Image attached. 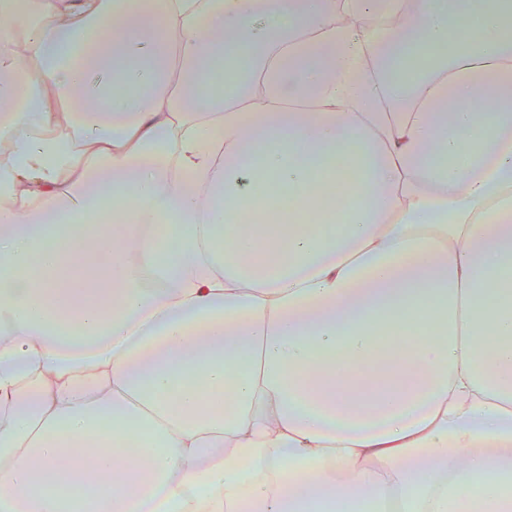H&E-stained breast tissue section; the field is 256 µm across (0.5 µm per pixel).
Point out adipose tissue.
<instances>
[{
	"label": "adipose tissue",
	"mask_w": 512,
	"mask_h": 512,
	"mask_svg": "<svg viewBox=\"0 0 512 512\" xmlns=\"http://www.w3.org/2000/svg\"><path fill=\"white\" fill-rule=\"evenodd\" d=\"M0 142V512H512V0H0Z\"/></svg>",
	"instance_id": "1"
}]
</instances>
